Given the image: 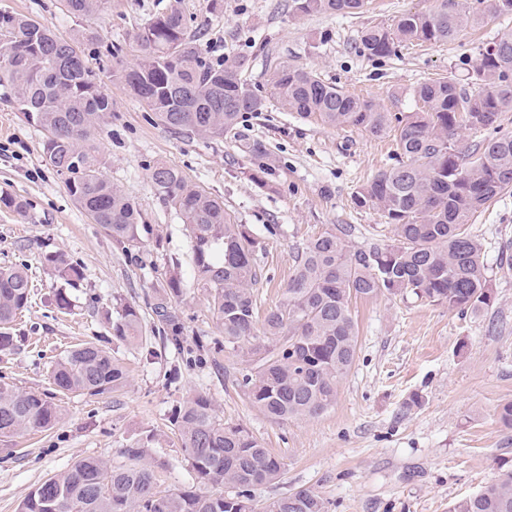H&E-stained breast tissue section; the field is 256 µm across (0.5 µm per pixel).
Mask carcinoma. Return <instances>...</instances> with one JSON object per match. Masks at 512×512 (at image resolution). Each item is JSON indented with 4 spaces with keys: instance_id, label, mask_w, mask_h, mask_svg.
<instances>
[{
    "instance_id": "cac0c4a2",
    "label": "carcinoma",
    "mask_w": 512,
    "mask_h": 512,
    "mask_svg": "<svg viewBox=\"0 0 512 512\" xmlns=\"http://www.w3.org/2000/svg\"><path fill=\"white\" fill-rule=\"evenodd\" d=\"M427 12L404 13L388 27L359 35V49L385 58L401 45L454 39L468 23L512 15V0H436ZM110 0H66L77 16L104 12ZM293 13L350 14L368 0H292ZM184 14L172 6L135 34L136 62L119 51L111 77L123 84L176 133L220 139L233 133L243 114L261 112L265 101L241 78L240 66L214 64L202 56ZM271 84L288 110L333 127L373 134L392 128L395 162L355 192V203L381 213L394 243L347 250L335 230L325 231L297 251L282 303L259 316L255 289L262 273L260 241L247 224L224 211V202L191 183L176 166L156 163L150 179L158 197L186 224L197 285L208 291L213 315L224 333V351L247 359L240 386L252 407L274 421L312 419L336 401L337 383L351 369L358 334L351 302L384 292L411 295L462 314L481 312L492 299L481 258L482 245L468 231L472 218L512 190V135L482 139L463 151L459 132L493 127L512 112V34L479 51L474 87L451 79L421 84L416 112L392 116L373 101L326 83L313 70L283 63ZM0 86L11 90L26 122L45 132L47 161L63 177L73 200L125 252L143 245L137 203L103 175L95 135L112 111L98 74L75 43L41 22L0 12ZM253 160L249 176L259 183L272 168V154L257 142H243ZM42 264L69 286L83 279L81 267L62 252L46 253ZM152 312L174 348L183 325L171 305L183 290L173 272L162 285ZM31 299L27 272L0 267V351L14 346L9 332ZM136 305L119 303L112 318L118 340H143ZM50 378L62 393L99 396L128 383L111 353L86 342L60 354ZM62 409L44 394L0 382V438L50 429ZM185 460L199 486L164 494L157 489L144 449L153 435L129 440L128 464L109 467L95 458L76 461L24 500L19 512H327L315 491L300 488L262 504L258 488L276 480L281 462L241 424L224 422L212 398L187 397L174 419ZM222 485L212 493L203 485ZM449 512H512V470H503L477 492L456 501Z\"/></svg>"
}]
</instances>
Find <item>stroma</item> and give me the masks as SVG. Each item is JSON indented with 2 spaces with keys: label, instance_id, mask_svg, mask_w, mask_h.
I'll return each instance as SVG.
<instances>
[{
  "label": "stroma",
  "instance_id": "35a3bbf8",
  "mask_svg": "<svg viewBox=\"0 0 512 512\" xmlns=\"http://www.w3.org/2000/svg\"><path fill=\"white\" fill-rule=\"evenodd\" d=\"M174 3L191 19L202 54L215 63H240L242 79L265 100L263 112L243 115L235 136L174 133L110 77L109 48L119 47L124 61H134L135 33ZM434 5L371 0L358 14L297 16L291 0H112L107 12L78 18L64 0H0V12L30 16L62 39L94 32L83 48L112 99L96 146L104 174L137 202L146 228L132 256L94 224L49 165L44 132L27 124L0 88V194L26 204L22 214L0 207V267L26 266L33 285L27 309L11 328L15 347L0 352V382L46 394L62 408L52 429L0 441V512H18L35 487L78 460L125 464L123 446L146 431L154 440L144 459L160 490L195 485L173 417L196 391L208 393L225 422L247 427L281 462L280 480L256 493L263 502L309 488L325 499L328 512H448L453 502L512 468V428L497 419L500 406L512 401V191L471 221L492 287L489 307L461 314L387 293L353 301L358 353L337 385L335 403L312 419L274 422L238 385L245 364L221 351L224 336L207 291L193 279L185 227L149 179L150 166L173 164L222 199L233 220L251 225L263 241L257 257L263 277L255 292L262 312L280 304L294 255L313 236L343 227L348 250L390 244L384 218L358 207L352 195L390 165L392 133L301 119L278 101L270 75L286 62L384 111H413L421 83L449 77L468 85L479 47L512 32L507 16L386 58L359 52L362 30L390 26L402 13ZM244 139L261 140L272 152L275 164L265 184L248 176L252 162L240 149ZM270 224L277 225L276 234L267 232ZM49 252L65 253L82 269V281L69 290L71 312L55 306L64 283L40 261ZM173 271L184 279L182 295L172 302L184 325L180 349L164 346L156 334L144 344L113 340L107 310L128 302L152 323L150 305ZM96 339L127 367L128 385L97 397L56 391L54 361L71 346Z\"/></svg>",
  "mask_w": 512,
  "mask_h": 512
}]
</instances>
